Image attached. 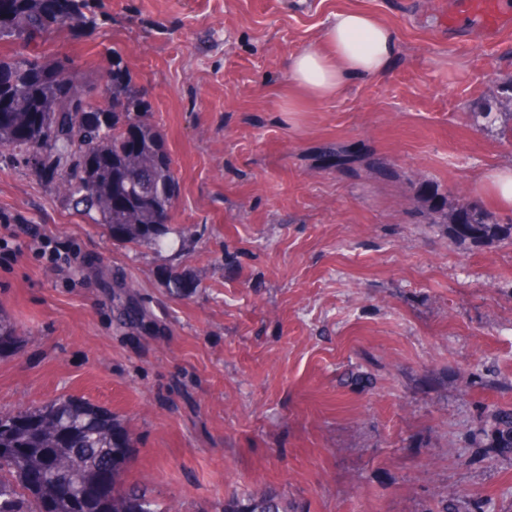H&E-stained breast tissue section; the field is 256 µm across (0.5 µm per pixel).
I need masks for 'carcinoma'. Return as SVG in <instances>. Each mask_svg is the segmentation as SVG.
Masks as SVG:
<instances>
[{"instance_id": "carcinoma-1", "label": "carcinoma", "mask_w": 512, "mask_h": 512, "mask_svg": "<svg viewBox=\"0 0 512 512\" xmlns=\"http://www.w3.org/2000/svg\"><path fill=\"white\" fill-rule=\"evenodd\" d=\"M63 17L44 0H0V43L30 46L57 29L96 23L90 0H66ZM102 96V112L84 102L85 84L63 61L37 54L0 57V149L26 157L44 175L58 180L57 193L76 213L111 233L122 226L119 243L159 247L169 226L177 191L171 160L159 128L145 118L149 108L121 54L114 52ZM56 103L59 111L45 108ZM339 169L363 161L344 145L329 149ZM449 216L448 235L459 243L512 239V224H490L484 210L462 229ZM490 448H512V407H499L483 430ZM0 512H172L140 483L123 481L132 439L112 412L89 401L58 398L0 414ZM59 457L73 461L69 466ZM61 487L70 505L57 504ZM224 512H288L275 494L232 497Z\"/></svg>"}]
</instances>
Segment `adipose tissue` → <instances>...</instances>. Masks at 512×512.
<instances>
[{
    "mask_svg": "<svg viewBox=\"0 0 512 512\" xmlns=\"http://www.w3.org/2000/svg\"><path fill=\"white\" fill-rule=\"evenodd\" d=\"M396 48L390 26L370 12L346 8L336 12L322 40L289 58L288 78L298 99L329 100L354 79L386 73Z\"/></svg>",
    "mask_w": 512,
    "mask_h": 512,
    "instance_id": "adipose-tissue-1",
    "label": "adipose tissue"
}]
</instances>
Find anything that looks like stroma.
I'll list each match as a JSON object with an SVG mask.
<instances>
[{"label":"stroma","mask_w":512,"mask_h":512,"mask_svg":"<svg viewBox=\"0 0 512 512\" xmlns=\"http://www.w3.org/2000/svg\"><path fill=\"white\" fill-rule=\"evenodd\" d=\"M44 59L144 91L177 195L163 249L118 245L24 160L0 157V411L80 397L132 439L126 480L179 512L286 495L298 512H512V450L474 430L512 406V241L441 214L512 167V27L448 29V0H98ZM395 28L387 74L288 111L289 57L329 17ZM346 144L380 162L337 169ZM192 280L172 293L167 277ZM146 309L118 323L116 302ZM476 205H478L476 203ZM461 203L454 208L449 216L447 215L448 234L459 243H484L494 240L512 239V224H489L484 210L479 206L480 210L476 220H472L466 228L462 230L457 224ZM456 212L453 216V213Z\"/></svg>","instance_id":"1"}]
</instances>
